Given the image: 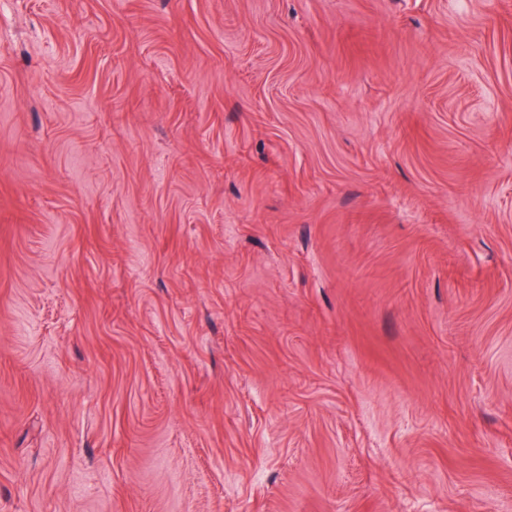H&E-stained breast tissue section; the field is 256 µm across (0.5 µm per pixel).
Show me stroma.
I'll use <instances>...</instances> for the list:
<instances>
[{
    "instance_id": "obj_1",
    "label": "stroma",
    "mask_w": 512,
    "mask_h": 512,
    "mask_svg": "<svg viewBox=\"0 0 512 512\" xmlns=\"http://www.w3.org/2000/svg\"><path fill=\"white\" fill-rule=\"evenodd\" d=\"M0 512H512V0H0Z\"/></svg>"
}]
</instances>
